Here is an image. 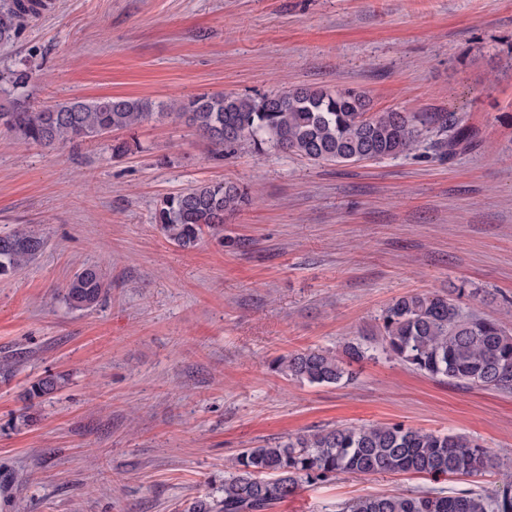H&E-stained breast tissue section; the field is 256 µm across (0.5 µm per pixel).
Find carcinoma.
<instances>
[{
    "label": "carcinoma",
    "instance_id": "carcinoma-1",
    "mask_svg": "<svg viewBox=\"0 0 512 512\" xmlns=\"http://www.w3.org/2000/svg\"><path fill=\"white\" fill-rule=\"evenodd\" d=\"M45 7L44 0H0V45L13 42L23 23ZM35 70L24 64L0 71V127L24 143L57 149L115 131H130L146 119L176 114L222 157L244 142L262 153L275 148L310 162L354 163L394 158L416 149L424 136L444 137L448 157L471 143L457 115L445 112L372 111L367 92L294 87L256 96L198 94L154 102L146 98H71L33 105L29 88ZM248 193L231 181L203 182L160 200L154 223L180 249H194L205 230L224 226ZM45 247L44 238L24 227L0 235V277L26 266ZM467 289L401 296L380 317V348L364 340L344 344L345 359L309 348L278 359L286 377L316 386L352 379L347 362L381 353L438 381L512 392V330L500 320L464 312ZM106 293L94 268L77 272L65 288L73 309H88ZM63 376L46 374L32 383L28 399L51 398ZM491 460L476 440L407 427L400 423L331 427L245 448L224 476L222 495L197 499L187 512H274L304 485L340 474H414L432 478L472 475ZM341 512H512V490L475 494L468 490L386 493L360 497Z\"/></svg>",
    "mask_w": 512,
    "mask_h": 512
}]
</instances>
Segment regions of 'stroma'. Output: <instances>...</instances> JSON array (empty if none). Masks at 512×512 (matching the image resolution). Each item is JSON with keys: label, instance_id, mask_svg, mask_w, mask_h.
<instances>
[{"label": "stroma", "instance_id": "stroma-1", "mask_svg": "<svg viewBox=\"0 0 512 512\" xmlns=\"http://www.w3.org/2000/svg\"><path fill=\"white\" fill-rule=\"evenodd\" d=\"M0 70L26 62L34 102L366 91L378 110L454 112L478 148L438 136L392 159L313 163L275 149L216 157L178 119L54 151L0 127V234L48 246L0 278V512H185L219 494L237 453L308 430L400 422L478 439L482 474L352 476L275 512H338L364 495L481 493L512 474V393L448 384L397 361L347 384L286 378L308 348L379 343L378 316L413 292L468 283L466 310L512 325V0H50ZM232 181L252 200L181 250L154 224L164 195ZM85 267L107 296L63 299ZM52 399L27 405L45 373ZM30 409L33 420L19 415ZM63 380V375L57 374H46L38 378L28 391L29 401L51 398L60 389Z\"/></svg>", "mask_w": 512, "mask_h": 512}]
</instances>
